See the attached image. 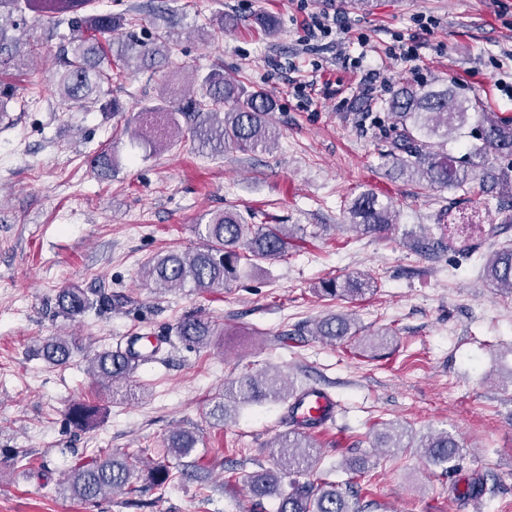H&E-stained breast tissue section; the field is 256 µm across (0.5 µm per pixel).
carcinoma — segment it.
I'll return each mask as SVG.
<instances>
[{
  "instance_id": "1",
  "label": "carcinoma",
  "mask_w": 512,
  "mask_h": 512,
  "mask_svg": "<svg viewBox=\"0 0 512 512\" xmlns=\"http://www.w3.org/2000/svg\"><path fill=\"white\" fill-rule=\"evenodd\" d=\"M94 0H0V123L8 117V104L19 99V87L13 71L25 60L38 56L37 46L24 39L21 24L27 16L45 18L54 24L65 23L72 31L69 42L62 46L58 61L50 70V80L65 104H97L103 112L123 111L116 98L107 99L112 80L127 78L140 71L156 72L173 66V43L159 36L150 44L139 42L125 31L126 18L98 11ZM250 22L268 35L277 30L275 17L257 13ZM275 99L257 87H247L224 76L218 69L206 74L195 73L183 88L168 86L151 105L137 115L139 140L154 149L168 145L169 134L177 133L199 148L215 155L228 149L240 152L267 151L276 145L279 133L269 121L275 110ZM393 123L386 134L388 148L381 157L391 163L398 175L417 184L449 188L482 200L489 195H512V177L488 175L482 179L474 173L475 159L494 154L512 164V116L484 112L479 99H460L445 85L399 87L389 101ZM480 116L472 137L477 144L461 156L448 152V138H458L470 113ZM118 158L112 149L100 151L93 167L101 179L111 176ZM344 213L350 225L364 234L385 233L396 223V214L380 203L378 195L365 191L344 200ZM202 245L187 252L175 249L152 255L141 271L143 280L158 289L184 288L196 290L222 288L230 281L252 272L258 262L288 256L292 248L288 228L284 224H252L240 211L228 209L211 215L204 224L196 225ZM414 248L424 252L447 249L445 237L423 236L414 240ZM483 277L498 289L512 291V245H504L487 257L481 266ZM325 296L362 297L373 291L370 278L354 275L343 282L329 280L321 288ZM124 295L90 298L83 290L70 286L56 295L58 312L68 318L81 317L98 304L121 306ZM177 337L205 347L213 331L209 323L188 315L176 326ZM312 335L334 344L351 340L363 343L352 331L351 319L330 315L319 320ZM134 338L127 344L103 349L90 358V371L98 381L111 389L129 383L141 359L132 349ZM76 338L52 336L41 346L43 359L51 365L67 363L81 351ZM305 392L277 375L246 373L224 385V398L209 411L216 424L228 418V402L242 407L265 401L282 403L292 411L293 401ZM99 408L84 402L72 404L67 412L69 423L76 429L93 426ZM408 432L391 428L380 434L381 448H416L420 455L445 472L455 470L461 456L458 440L446 432H429L417 442H404ZM198 438L187 430L172 432L167 438V453L186 461L178 473L167 465L153 467L148 475L151 485L163 488L175 477L199 478L203 467L192 458ZM281 449L277 469L262 470L249 476L253 497L262 499L273 494L279 498L277 512H364L359 479L366 474L365 462L349 464L350 478L346 488L324 479L314 483L291 482V491L281 489L282 478L304 474L318 461V445L305 432L294 430L276 438ZM132 455L111 453L80 459L68 472L63 494L81 502H95L112 491L126 489L132 493L134 475Z\"/></svg>"
}]
</instances>
